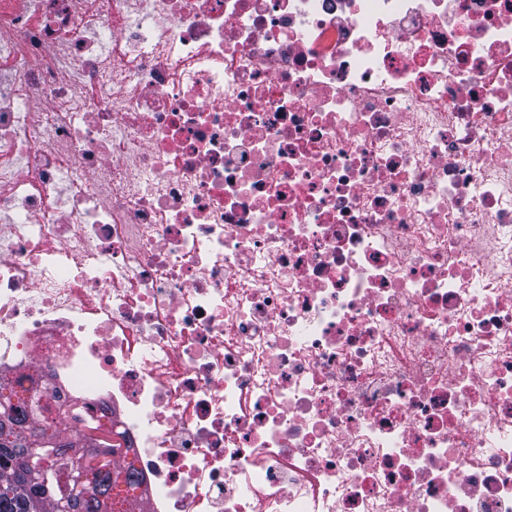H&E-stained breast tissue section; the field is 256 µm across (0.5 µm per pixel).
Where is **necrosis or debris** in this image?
I'll use <instances>...</instances> for the list:
<instances>
[{
  "instance_id": "necrosis-or-debris-1",
  "label": "necrosis or debris",
  "mask_w": 512,
  "mask_h": 512,
  "mask_svg": "<svg viewBox=\"0 0 512 512\" xmlns=\"http://www.w3.org/2000/svg\"><path fill=\"white\" fill-rule=\"evenodd\" d=\"M0 389L116 512H512V0H0Z\"/></svg>"
}]
</instances>
